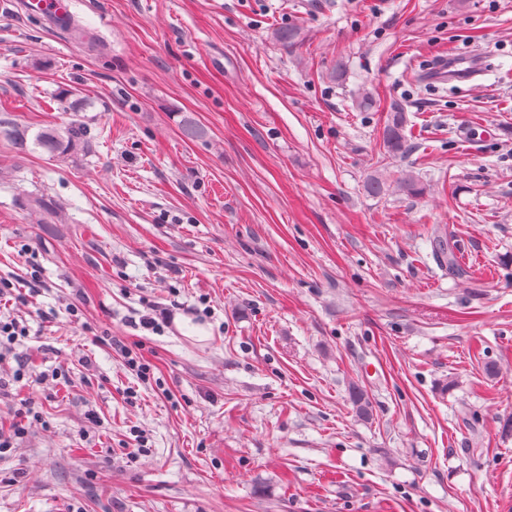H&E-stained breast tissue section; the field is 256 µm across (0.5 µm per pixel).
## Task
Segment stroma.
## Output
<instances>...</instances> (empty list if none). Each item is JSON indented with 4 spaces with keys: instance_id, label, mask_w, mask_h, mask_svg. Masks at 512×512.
Returning <instances> with one entry per match:
<instances>
[{
    "instance_id": "35a3bbf8",
    "label": "stroma",
    "mask_w": 512,
    "mask_h": 512,
    "mask_svg": "<svg viewBox=\"0 0 512 512\" xmlns=\"http://www.w3.org/2000/svg\"><path fill=\"white\" fill-rule=\"evenodd\" d=\"M70 15L62 30L0 7V122L95 137L53 157L0 136V278L29 329L0 374H61L0 388V430L22 403L41 415L0 455V512H512V0ZM475 45L487 74L422 78ZM436 229L465 276L435 260ZM148 299L201 309L206 337L142 329ZM101 336L140 350L150 381ZM386 125L383 130V143L392 154H402L409 149L405 134L407 118L405 112L396 104L390 107Z\"/></svg>"
}]
</instances>
